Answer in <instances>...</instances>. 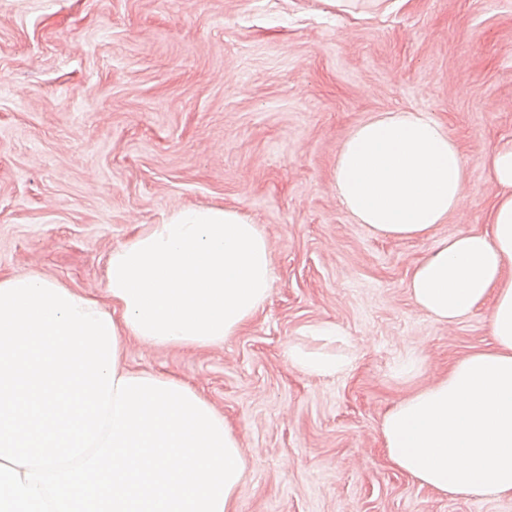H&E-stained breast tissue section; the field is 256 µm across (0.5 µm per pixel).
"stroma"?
Wrapping results in <instances>:
<instances>
[{"instance_id": "35a3bbf8", "label": "stroma", "mask_w": 512, "mask_h": 512, "mask_svg": "<svg viewBox=\"0 0 512 512\" xmlns=\"http://www.w3.org/2000/svg\"><path fill=\"white\" fill-rule=\"evenodd\" d=\"M445 123L474 203L429 237H377L336 196V151L378 112ZM512 139V0H0V276L102 296L113 249L163 214L244 210L275 281L205 349L130 344L126 364L198 388L239 436V512H512L391 466L381 422L488 348L485 309L455 326L407 284L438 243L483 228L482 165ZM336 325V340L308 336ZM341 353L335 375L288 349Z\"/></svg>"}]
</instances>
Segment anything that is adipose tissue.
Segmentation results:
<instances>
[{
  "label": "adipose tissue",
  "instance_id": "obj_1",
  "mask_svg": "<svg viewBox=\"0 0 512 512\" xmlns=\"http://www.w3.org/2000/svg\"><path fill=\"white\" fill-rule=\"evenodd\" d=\"M484 164L498 188L485 229L441 241L408 288L448 325L487 307L492 346L396 403L381 435L420 485L512 497V141ZM333 185L356 223L395 239L472 202L457 142L419 110L355 126ZM273 281L261 226L217 206L172 211L114 249L103 301L37 273L0 277V512H237V432L181 379L128 368L127 345L221 344Z\"/></svg>",
  "mask_w": 512,
  "mask_h": 512
}]
</instances>
